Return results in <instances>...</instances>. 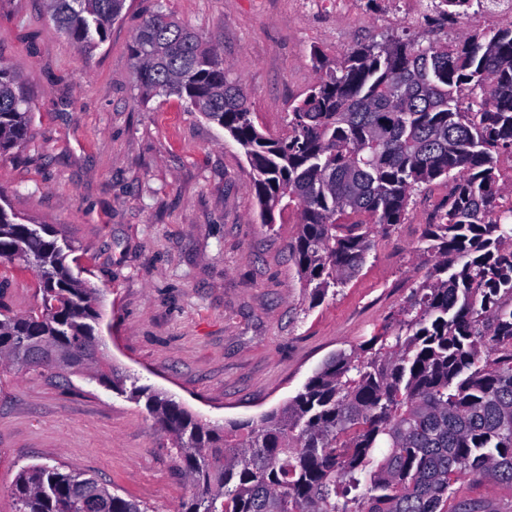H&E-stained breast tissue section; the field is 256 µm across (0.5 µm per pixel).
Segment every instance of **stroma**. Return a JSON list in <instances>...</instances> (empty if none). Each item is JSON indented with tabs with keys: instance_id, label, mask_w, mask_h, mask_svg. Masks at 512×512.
Segmentation results:
<instances>
[{
	"instance_id": "stroma-1",
	"label": "stroma",
	"mask_w": 512,
	"mask_h": 512,
	"mask_svg": "<svg viewBox=\"0 0 512 512\" xmlns=\"http://www.w3.org/2000/svg\"><path fill=\"white\" fill-rule=\"evenodd\" d=\"M216 46L256 123L281 135L317 74L310 52L338 61L390 35L444 44L472 22L429 13L385 27L388 7L356 0L339 17L299 0H165ZM155 0H126L91 54L50 21L45 0H0V61L32 99L29 137L0 155V205L71 245L73 274L100 291L98 330L113 364L203 421L256 420L283 405L330 355L397 315L432 270L424 231L448 204L447 182L416 192L402 224L375 233L346 287L312 302L292 257L290 210L261 223L240 148L176 97L143 100L130 45ZM41 298L35 270L0 264V303L24 314ZM144 402L78 374L0 370V512H16L23 466L48 462L93 476L148 512H180L189 488ZM456 500L512 512V485L466 477Z\"/></svg>"
}]
</instances>
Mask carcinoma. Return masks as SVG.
<instances>
[{
    "instance_id": "1",
    "label": "carcinoma",
    "mask_w": 512,
    "mask_h": 512,
    "mask_svg": "<svg viewBox=\"0 0 512 512\" xmlns=\"http://www.w3.org/2000/svg\"><path fill=\"white\" fill-rule=\"evenodd\" d=\"M496 0H436L461 18ZM57 28L84 51L105 41L125 0H46ZM137 87L175 96L244 150L260 217L291 206L302 228L294 257L311 299L363 268L372 236L402 223L412 195L437 179L454 193L424 240L433 273L401 317L331 355L260 422L210 425L148 386H126L99 338L97 288L75 275L54 239L31 236L0 205V263L34 267L39 305L0 306V367L22 364L33 341L72 353L67 369L131 398L172 440L191 487L180 512H465L452 486L486 472L512 484V214L493 218L502 188L494 155L512 151V27L453 47L404 37L361 43L319 71L288 113L287 131L258 129L224 58L157 3L131 45ZM482 90L462 107L464 90ZM30 95L0 61V153L26 142ZM368 216L372 223L361 221ZM385 450L377 458L375 450ZM18 512H143L94 477L56 465L23 467Z\"/></svg>"
}]
</instances>
